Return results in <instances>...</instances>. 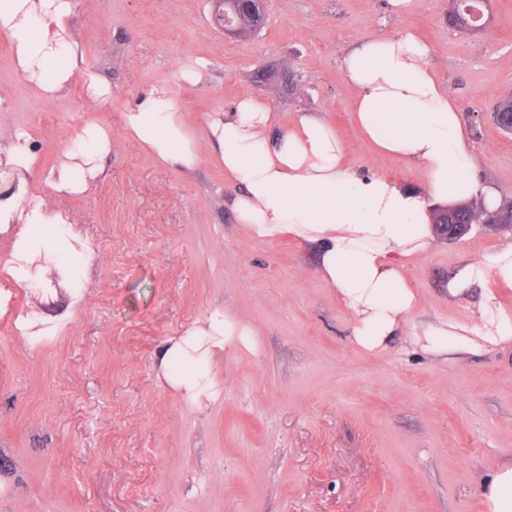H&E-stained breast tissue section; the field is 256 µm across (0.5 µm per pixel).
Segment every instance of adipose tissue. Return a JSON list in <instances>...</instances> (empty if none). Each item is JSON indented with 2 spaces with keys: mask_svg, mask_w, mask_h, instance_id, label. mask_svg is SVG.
<instances>
[{
  "mask_svg": "<svg viewBox=\"0 0 512 512\" xmlns=\"http://www.w3.org/2000/svg\"><path fill=\"white\" fill-rule=\"evenodd\" d=\"M73 10V0H0V35L12 46L21 73L46 96L66 90L80 72L98 97H107L108 86L86 67L70 37ZM433 53L429 43L404 29L367 35L341 58L355 91V123L379 153L426 172L424 194L390 175L351 172L344 165L345 145L326 119L303 115L278 126L270 106L256 95L242 98L234 111L211 113L199 139L182 123L175 92L160 86L127 113L126 125L138 143L181 171L197 165V144L205 142L239 186L232 199L238 224L251 237H287L315 250L319 276L351 315L353 343L378 351L417 306L405 268L436 245L434 207L472 199L490 209L499 205L497 191L474 173L467 128L453 94L432 68ZM17 190L18 198L0 201V224L22 227L17 248L1 269L30 282L51 267L58 287L71 288L76 266L52 260L53 245L65 239L64 216L23 204L27 181ZM476 286L482 300L468 321L413 328L409 345L444 362L512 345V314L496 294L497 287L512 288V243L461 265L445 289L449 298L460 299ZM254 345L250 325L212 311L168 340L159 377L184 401L199 404L214 393L215 355Z\"/></svg>",
  "mask_w": 512,
  "mask_h": 512,
  "instance_id": "1",
  "label": "adipose tissue"
}]
</instances>
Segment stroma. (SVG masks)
<instances>
[{"mask_svg": "<svg viewBox=\"0 0 512 512\" xmlns=\"http://www.w3.org/2000/svg\"><path fill=\"white\" fill-rule=\"evenodd\" d=\"M452 0H265L266 24L226 35L212 0H75L71 36L110 86L97 107L82 76L55 98L22 76L0 37V144L27 132L35 202L67 216L81 294L0 274V512H485L482 482L512 463V347L454 362L350 341L351 317L294 240L249 236L224 167L201 150L177 172L136 142L125 114L153 87L179 96L188 130L260 94L288 123L325 116L356 172L426 188L423 171L376 152L352 119L342 51L406 28L434 49L458 99L475 173L512 201V135L495 123L512 96V0H488L485 27L448 25ZM205 62L200 83L180 76ZM111 149L80 191L47 180L87 124ZM512 231L475 225L409 262L413 322L464 321L480 297L439 284ZM88 264H81V255ZM220 309L249 323L255 350L217 355V393L195 406L158 379L166 341ZM70 311L53 336L25 321Z\"/></svg>", "mask_w": 512, "mask_h": 512, "instance_id": "stroma-1", "label": "stroma"}]
</instances>
